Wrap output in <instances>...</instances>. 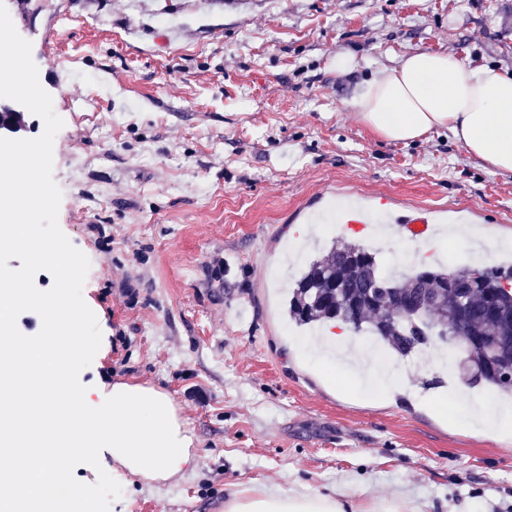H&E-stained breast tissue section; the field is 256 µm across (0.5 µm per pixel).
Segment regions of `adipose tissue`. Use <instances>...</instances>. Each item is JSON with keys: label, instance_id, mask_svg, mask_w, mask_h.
Listing matches in <instances>:
<instances>
[{"label": "adipose tissue", "instance_id": "ef3b65f1", "mask_svg": "<svg viewBox=\"0 0 512 512\" xmlns=\"http://www.w3.org/2000/svg\"><path fill=\"white\" fill-rule=\"evenodd\" d=\"M359 119L392 142L435 129L489 169L512 173V72L467 67L442 52H416L367 81L352 101ZM57 319L29 340L13 332L21 304ZM83 311L60 294L42 297L0 276V512H94L62 458L109 454L106 479L166 481L195 465L193 437L163 390L116 382L105 399L77 385L73 371L90 351L73 336ZM224 512H424L400 498L372 501L364 491L302 494L292 488L231 490Z\"/></svg>", "mask_w": 512, "mask_h": 512}]
</instances>
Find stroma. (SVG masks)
Segmentation results:
<instances>
[{"label":"stroma","instance_id":"35a3bbf8","mask_svg":"<svg viewBox=\"0 0 512 512\" xmlns=\"http://www.w3.org/2000/svg\"><path fill=\"white\" fill-rule=\"evenodd\" d=\"M64 126L58 223L90 260L75 333L107 337L78 385L169 392L196 467L104 491L102 458L67 459L96 512H216L230 487L363 488L427 512H512V434L490 437L441 359H394L375 388L290 322L284 284L315 245L448 265L512 264V173L447 130L376 137L351 106L377 70L447 52L512 71V0H7ZM53 39H45V31ZM358 68L338 73V52ZM420 209L485 247L344 224ZM438 376L441 386L424 389Z\"/></svg>","mask_w":512,"mask_h":512}]
</instances>
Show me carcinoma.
<instances>
[{
    "instance_id": "carcinoma-1",
    "label": "carcinoma",
    "mask_w": 512,
    "mask_h": 512,
    "mask_svg": "<svg viewBox=\"0 0 512 512\" xmlns=\"http://www.w3.org/2000/svg\"><path fill=\"white\" fill-rule=\"evenodd\" d=\"M475 276L467 283L463 299L440 289L443 282ZM503 277L512 278V267L425 268L402 279L386 277L376 254L356 243L335 244L314 259L296 281L289 303L292 318L299 324L315 321L350 323L356 333H368L385 342L402 358L421 352L443 338L452 328L462 331L460 346L465 355L457 365L460 382L470 388L485 386L498 393H512V294H499L491 301L493 287ZM337 282L351 296L372 297L354 309L327 302L326 287ZM425 297L433 329L414 332L390 321L395 300L412 302Z\"/></svg>"
}]
</instances>
